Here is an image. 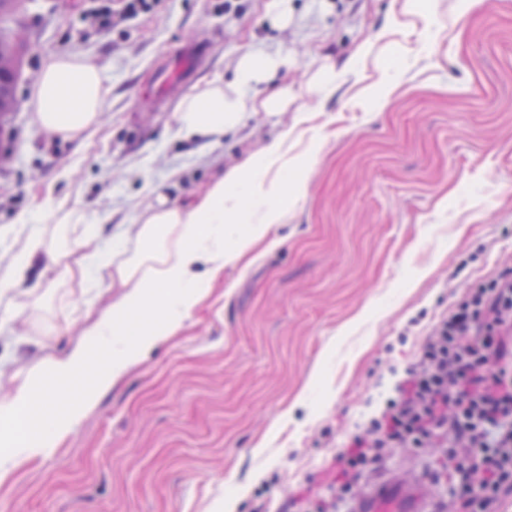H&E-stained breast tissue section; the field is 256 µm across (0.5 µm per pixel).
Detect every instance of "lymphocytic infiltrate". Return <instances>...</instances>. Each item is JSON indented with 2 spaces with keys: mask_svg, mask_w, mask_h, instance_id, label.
I'll return each instance as SVG.
<instances>
[{
  "mask_svg": "<svg viewBox=\"0 0 512 512\" xmlns=\"http://www.w3.org/2000/svg\"><path fill=\"white\" fill-rule=\"evenodd\" d=\"M384 408L337 449L336 497L316 512H339L367 472L396 449L444 448L460 460L449 489L453 512H494L512 498V270L472 288L442 313Z\"/></svg>",
  "mask_w": 512,
  "mask_h": 512,
  "instance_id": "obj_1",
  "label": "lymphocytic infiltrate"
}]
</instances>
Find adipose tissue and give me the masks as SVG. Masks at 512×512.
<instances>
[{"mask_svg": "<svg viewBox=\"0 0 512 512\" xmlns=\"http://www.w3.org/2000/svg\"><path fill=\"white\" fill-rule=\"evenodd\" d=\"M287 56H243L235 86L217 85L186 96L174 114V132L214 148L252 113L279 116L288 103L281 89L255 100L244 87L270 81ZM108 76L96 62L79 56L50 60L38 73L25 103L34 126L65 140L81 138L106 108ZM291 130L216 175L189 203L164 193L137 212L130 230L111 250L86 253L99 234L97 223L71 211L68 223L84 230L72 243L76 269L85 283L107 270L114 295L102 309L86 306L87 324L70 349L45 357L0 398V485L36 460L49 457L92 411L100 396L139 366L158 346L178 335L206 297L207 286L225 267L242 262L284 215L287 196H302L304 185H284L282 170ZM246 223L234 246L224 244V227ZM134 335L133 345L112 349L111 364L96 369L95 357L113 338Z\"/></svg>", "mask_w": 512, "mask_h": 512, "instance_id": "obj_1", "label": "adipose tissue"}]
</instances>
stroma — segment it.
Returning a JSON list of instances; mask_svg holds the SVG:
<instances>
[{"mask_svg":"<svg viewBox=\"0 0 512 512\" xmlns=\"http://www.w3.org/2000/svg\"><path fill=\"white\" fill-rule=\"evenodd\" d=\"M25 0L17 111L0 117V274L41 200L99 220L108 249L153 199L185 200L222 169L319 112L283 181L305 182L247 267H228L185 330L103 394L57 453L0 486V512H290L336 486L331 457L392 396L394 369L470 288L512 264V0ZM118 21L101 28L99 16ZM248 52L287 55L257 114L215 149L177 138L189 94L232 83ZM92 59L109 77L82 139L38 133L24 106L43 64ZM336 69L323 97L318 72ZM22 315L0 305V396L83 328L78 281L35 262ZM404 450L366 493L403 481L447 512L429 459Z\"/></svg>","mask_w":512,"mask_h":512,"instance_id":"1","label":"stroma"}]
</instances>
